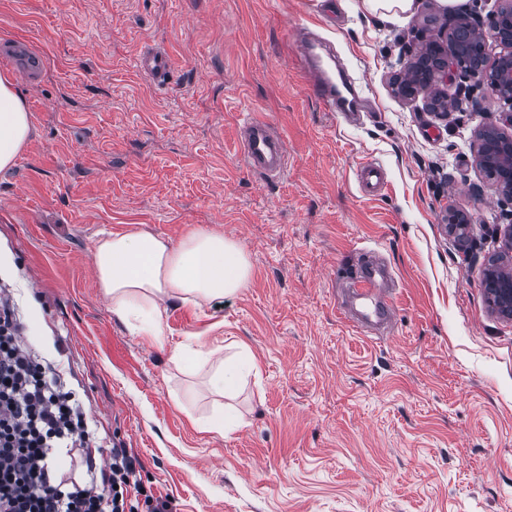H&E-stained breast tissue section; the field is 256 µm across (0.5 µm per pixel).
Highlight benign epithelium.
<instances>
[{
    "label": "benign epithelium",
    "mask_w": 512,
    "mask_h": 512,
    "mask_svg": "<svg viewBox=\"0 0 512 512\" xmlns=\"http://www.w3.org/2000/svg\"><path fill=\"white\" fill-rule=\"evenodd\" d=\"M498 2L486 28L480 26V20L459 13L453 27L445 23L426 34L421 51L407 61L399 59L401 68L392 86L404 99L421 90H434L427 107L443 117L462 108L461 98L439 90L448 84L452 73L470 82L468 90L487 91L502 102L505 108L499 121L479 133L476 163L491 174L502 199L512 205V0ZM494 48L499 49L495 55L491 54ZM486 285L493 311L512 319V265H491Z\"/></svg>",
    "instance_id": "7a95c632"
}]
</instances>
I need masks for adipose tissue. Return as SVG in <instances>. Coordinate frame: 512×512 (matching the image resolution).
Segmentation results:
<instances>
[{
    "label": "adipose tissue",
    "mask_w": 512,
    "mask_h": 512,
    "mask_svg": "<svg viewBox=\"0 0 512 512\" xmlns=\"http://www.w3.org/2000/svg\"><path fill=\"white\" fill-rule=\"evenodd\" d=\"M31 128L24 98L1 75L0 170L13 165ZM95 264L113 313L136 321L141 333L156 339L163 334L160 299H221L245 287L250 276L240 245L206 229L176 244L146 231L115 233L99 242Z\"/></svg>",
    "instance_id": "1"
}]
</instances>
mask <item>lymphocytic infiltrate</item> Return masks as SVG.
<instances>
[{
  "mask_svg": "<svg viewBox=\"0 0 512 512\" xmlns=\"http://www.w3.org/2000/svg\"><path fill=\"white\" fill-rule=\"evenodd\" d=\"M95 442L83 406L25 336L14 289L1 285L0 512H134L130 457H113L98 483L61 475V449L85 453Z\"/></svg>",
  "mask_w": 512,
  "mask_h": 512,
  "instance_id": "1",
  "label": "lymphocytic infiltrate"
}]
</instances>
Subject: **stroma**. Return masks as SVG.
I'll return each mask as SVG.
<instances>
[{
	"label": "stroma",
	"mask_w": 512,
	"mask_h": 512,
	"mask_svg": "<svg viewBox=\"0 0 512 512\" xmlns=\"http://www.w3.org/2000/svg\"><path fill=\"white\" fill-rule=\"evenodd\" d=\"M441 21L436 0L389 21L369 0H0V75L32 114L0 171V281L84 407L95 465L136 459L135 512L158 497L171 512H512V321L483 287L512 206L474 161L501 106L482 91L440 120L392 90ZM305 38L373 111L313 96ZM151 45L172 57L162 87L138 69ZM255 117L283 139L279 176L246 164ZM196 228L238 242L251 276L168 299L159 344L113 314L93 254L115 232ZM365 255L391 274L383 335L352 326L341 288ZM198 336L226 357L245 345L256 367L234 394L173 360ZM219 400L238 418L223 435L201 426Z\"/></svg>",
	"instance_id": "obj_1"
}]
</instances>
